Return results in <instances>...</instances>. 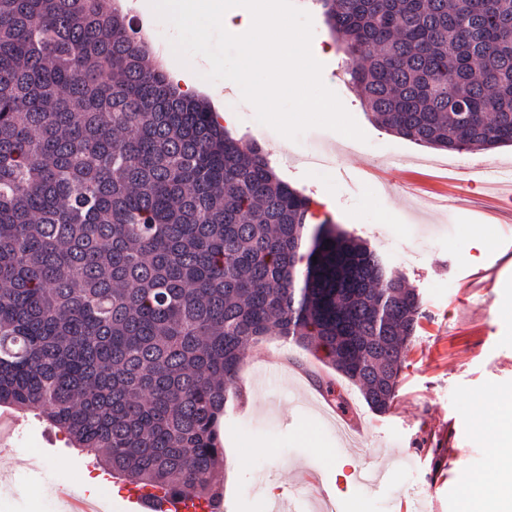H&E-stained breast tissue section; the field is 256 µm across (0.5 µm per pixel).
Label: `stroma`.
Masks as SVG:
<instances>
[{
    "mask_svg": "<svg viewBox=\"0 0 512 512\" xmlns=\"http://www.w3.org/2000/svg\"><path fill=\"white\" fill-rule=\"evenodd\" d=\"M313 19V47L325 84L337 93L368 137L314 128L280 146L241 97L227 96L230 133L257 143L281 179L307 196L324 194L329 215L346 233L366 240L390 270L422 298V315L404 353L397 396L385 413L369 409L358 387L321 357L276 336L246 346L235 393L221 424L225 463L214 477L226 512H460L474 483L500 482L494 445L512 428V145L490 151H446L415 144L380 127L347 74L343 49L321 5L294 0ZM308 152L329 154L325 169ZM276 379L254 391L253 376ZM344 395L346 409L325 390ZM5 453L19 486L0 490V512H42L41 496L56 492L62 470L88 474L112 495L131 486L97 465L94 455L68 447L64 434L26 413ZM350 460V469L339 460ZM383 460L392 479L373 492L351 468Z\"/></svg>",
    "mask_w": 512,
    "mask_h": 512,
    "instance_id": "35a3bbf8",
    "label": "stroma"
}]
</instances>
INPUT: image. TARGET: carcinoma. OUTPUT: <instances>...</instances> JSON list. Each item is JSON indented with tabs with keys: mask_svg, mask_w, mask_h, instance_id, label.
I'll return each instance as SVG.
<instances>
[{
	"mask_svg": "<svg viewBox=\"0 0 512 512\" xmlns=\"http://www.w3.org/2000/svg\"><path fill=\"white\" fill-rule=\"evenodd\" d=\"M322 4L384 128L512 144V0ZM146 49L112 0H0V406L212 499L249 343L323 350L384 413L421 301Z\"/></svg>",
	"mask_w": 512,
	"mask_h": 512,
	"instance_id": "carcinoma-1",
	"label": "carcinoma"
}]
</instances>
